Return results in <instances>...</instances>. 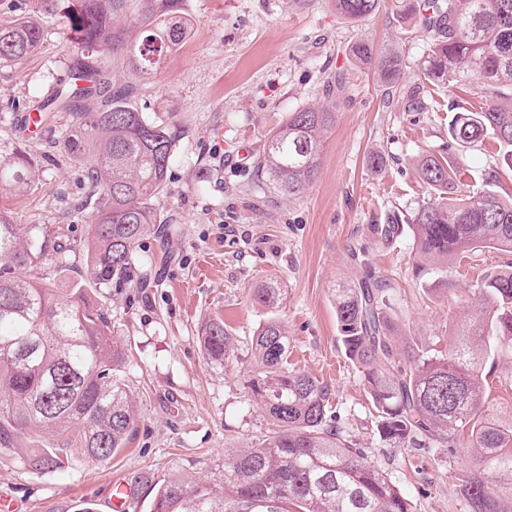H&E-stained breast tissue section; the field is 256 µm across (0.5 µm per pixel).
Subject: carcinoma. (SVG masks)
<instances>
[{"instance_id":"cac0c4a2","label":"carcinoma","mask_w":512,"mask_h":512,"mask_svg":"<svg viewBox=\"0 0 512 512\" xmlns=\"http://www.w3.org/2000/svg\"><path fill=\"white\" fill-rule=\"evenodd\" d=\"M32 15H0V62L21 61L42 43L40 15L56 0H35ZM65 12L75 48L104 49L145 79L186 42L192 28L182 0H70ZM351 20L375 14L378 0H334ZM403 11L420 15L431 33L422 61L433 86L477 80L482 90L512 89V0H405ZM352 58L373 59L359 40ZM381 79L401 75L398 56L377 59ZM106 71L78 63L72 81L42 109L73 111L65 148L87 155L84 183L97 189L87 233L68 224H17L0 209V457L33 474L62 473L74 459L100 464L127 447L135 430L134 396L125 383L128 357L112 335L101 298L112 288L134 286L138 242L162 223L154 201L163 192L177 141L173 124L158 123L132 108L122 91L112 107L82 112L81 102L107 92ZM336 123L328 108L291 112L267 139L258 167L270 189L292 197L315 181L323 137ZM489 137L505 149L512 170V103L479 111L462 108L448 121V146L469 148ZM433 197L406 223L414 228L423 260H462L484 248L512 250V197L498 174L480 186L459 188L460 169L442 155L413 160ZM35 177L21 151L0 159V197L26 191ZM399 217L388 214L374 231L388 239ZM80 271L66 288L62 273ZM391 284L370 275L336 290V323L345 356L363 377L379 436L414 449L434 445L448 452L464 444L473 466L457 493L470 512H506L499 491L512 489V415L490 412L483 395L485 365L500 340L512 339V266L488 272L471 302L472 314L454 324L448 351L397 342ZM279 294L263 286L252 300L272 307ZM208 361L224 364L234 336L220 317L202 329ZM257 372L248 380L270 427L246 448L224 451V462L204 479L179 477L152 484L150 512H413L410 497L389 473L369 462L328 421L327 384L288 369V335L268 321L252 338Z\"/></svg>"}]
</instances>
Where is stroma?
<instances>
[{
  "mask_svg": "<svg viewBox=\"0 0 512 512\" xmlns=\"http://www.w3.org/2000/svg\"><path fill=\"white\" fill-rule=\"evenodd\" d=\"M44 19L38 52L0 63V155L23 146L37 173L7 206L18 224H74L86 231L91 211L76 214L73 198L87 195L83 160L62 152L71 111L51 113L41 129L23 134V113L66 84L82 55L61 18ZM193 20L188 40L157 76L143 80L122 59L102 52L90 64L105 68L113 86H126L138 111L177 125L167 186L156 206L163 224L140 243L137 288H116L106 300L115 335L130 339L124 377L134 391L136 434L105 464L77 459L63 473L33 475L0 464V494L18 512H107L114 482L206 474L225 448L263 435L268 420L247 386L255 364L251 340L275 319L288 332L289 369L326 383L332 422L389 473L413 499L414 512H468L456 485L471 461L463 450H415L380 440L372 431L361 376L338 340L335 289L367 272L389 280L392 307L405 336L447 349L452 325L487 271L512 262V253L483 250L448 267L418 272L414 230L400 225L390 240L372 225L390 212H410L429 195L412 166L422 152L442 154L463 169L464 185L499 168L512 192V170L500 167L492 140L463 150L448 146L451 106L479 107L490 93L432 88L427 109L412 112L406 94L422 78L429 33L421 18L404 16L402 0H379L361 21L336 13L332 0H184ZM359 39L375 54L397 53V83L380 81L374 64L349 56ZM329 105L336 124L325 137L318 178L292 198L260 185L256 161L267 138L289 113ZM382 155V169L371 168ZM438 277L448 280L433 290ZM279 288L275 306L252 303V288ZM223 317L236 339L223 365L210 364L199 336ZM494 409L512 408V342L500 344L487 377Z\"/></svg>",
  "mask_w": 512,
  "mask_h": 512,
  "instance_id": "35a3bbf8",
  "label": "stroma"
}]
</instances>
